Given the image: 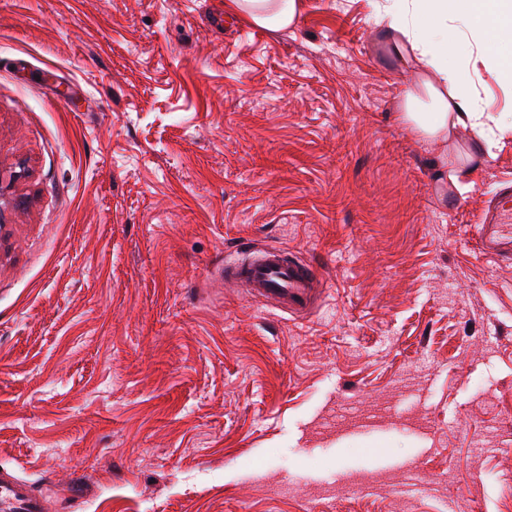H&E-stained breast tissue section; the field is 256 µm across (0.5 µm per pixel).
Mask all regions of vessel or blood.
I'll list each match as a JSON object with an SVG mask.
<instances>
[{"instance_id":"b4317fda","label":"vessel or blood","mask_w":512,"mask_h":512,"mask_svg":"<svg viewBox=\"0 0 512 512\" xmlns=\"http://www.w3.org/2000/svg\"><path fill=\"white\" fill-rule=\"evenodd\" d=\"M482 232L484 247L505 255L512 252V189H500L486 217ZM213 273L254 298L268 301L275 308L296 316L311 312L321 283L319 271L287 249L253 245L241 256L217 264ZM42 495L33 485L14 474L0 472V512H45Z\"/></svg>"}]
</instances>
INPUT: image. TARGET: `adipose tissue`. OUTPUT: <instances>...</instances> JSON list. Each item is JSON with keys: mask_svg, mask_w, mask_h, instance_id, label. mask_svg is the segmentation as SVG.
<instances>
[{"mask_svg": "<svg viewBox=\"0 0 512 512\" xmlns=\"http://www.w3.org/2000/svg\"><path fill=\"white\" fill-rule=\"evenodd\" d=\"M224 9L242 22L269 29L294 25L300 0H224ZM485 34L484 51L512 74V0H404L383 19L382 40L388 54L415 62L421 80L407 85L398 102L401 122L440 161L448 159V141L460 126L475 135L501 128L500 117L482 110L463 95L464 74L453 62L468 53L467 44L448 33L449 21Z\"/></svg>", "mask_w": 512, "mask_h": 512, "instance_id": "ef3b65f1", "label": "adipose tissue"}]
</instances>
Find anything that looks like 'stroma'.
I'll return each instance as SVG.
<instances>
[{"label": "stroma", "instance_id": "stroma-1", "mask_svg": "<svg viewBox=\"0 0 512 512\" xmlns=\"http://www.w3.org/2000/svg\"><path fill=\"white\" fill-rule=\"evenodd\" d=\"M0 0V471L48 512H512V261L397 118L388 0ZM471 42L464 94L512 115ZM315 262L298 317L211 274ZM301 10L299 0H225L224 11L242 22L269 29H287Z\"/></svg>", "mask_w": 512, "mask_h": 512}]
</instances>
